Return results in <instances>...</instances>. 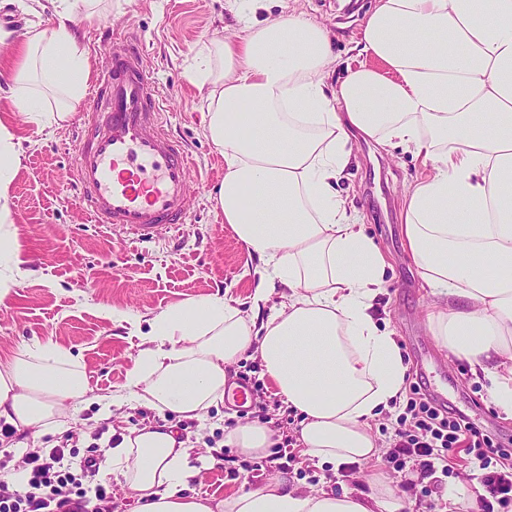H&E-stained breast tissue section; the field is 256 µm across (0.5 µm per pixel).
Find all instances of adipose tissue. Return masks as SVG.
<instances>
[{
    "instance_id": "adipose-tissue-1",
    "label": "adipose tissue",
    "mask_w": 512,
    "mask_h": 512,
    "mask_svg": "<svg viewBox=\"0 0 512 512\" xmlns=\"http://www.w3.org/2000/svg\"><path fill=\"white\" fill-rule=\"evenodd\" d=\"M52 25H30L21 59L0 68V93L45 126L66 119L90 75L73 24L95 0H51ZM265 0H234L233 37L198 45L187 78L206 88L203 134L224 156L215 198L239 243L263 268L249 311L203 296L154 313L120 393L92 395L84 366L54 341L0 359V418L54 435L94 402L202 419L224 402L226 369L259 357L297 441L318 465L379 454L371 422L403 391L407 367L373 301L384 260L336 185L362 137L421 156L432 172L406 194L407 253L436 300L434 335L485 382L512 418V0H377L360 41L372 64L346 67L328 29L290 12L257 20ZM20 140L0 121V300L19 261L9 187ZM269 428L248 423L224 442L260 458ZM174 425L113 436L100 476L119 475L138 512H404L391 479L366 492L298 489L280 476L221 500L190 487L215 456L191 465Z\"/></svg>"
}]
</instances>
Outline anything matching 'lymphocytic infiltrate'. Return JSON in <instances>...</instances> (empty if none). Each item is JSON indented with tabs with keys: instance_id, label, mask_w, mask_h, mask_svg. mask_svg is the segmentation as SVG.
Returning a JSON list of instances; mask_svg holds the SVG:
<instances>
[{
	"instance_id": "obj_1",
	"label": "lymphocytic infiltrate",
	"mask_w": 512,
	"mask_h": 512,
	"mask_svg": "<svg viewBox=\"0 0 512 512\" xmlns=\"http://www.w3.org/2000/svg\"><path fill=\"white\" fill-rule=\"evenodd\" d=\"M393 444L385 456L396 470L422 476L466 451L480 472L485 493L482 512L512 505V451L493 439L466 416L449 411L422 393L420 384L409 388L398 414ZM99 465L95 456L78 457L67 444L27 452L22 482L0 478V512H112V495L103 486L87 490Z\"/></svg>"
}]
</instances>
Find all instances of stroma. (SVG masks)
Wrapping results in <instances>:
<instances>
[{"instance_id":"1","label":"stroma","mask_w":512,"mask_h":512,"mask_svg":"<svg viewBox=\"0 0 512 512\" xmlns=\"http://www.w3.org/2000/svg\"><path fill=\"white\" fill-rule=\"evenodd\" d=\"M373 4L374 0H294L293 6L325 23L339 63L353 65L359 60L358 26ZM53 20L51 10L33 14L23 0H0V28L11 33L0 42V63L16 60L17 36L27 26H48ZM234 26L230 0H99L92 19L77 29L94 68L105 60L104 42L111 30H128L141 39L143 64L169 101L165 128L186 146L195 164L191 223L180 232L161 228L147 243L134 240L121 227L92 223L79 205L71 162L82 135L81 112L40 127L29 123L18 107L0 100V115L21 139V163L10 194L23 271L18 286L0 300V357L36 340H53L81 359L94 393L106 395L122 387L140 349L135 322L201 296H226L248 309L260 260L246 253L215 207L212 196L224 180V158L202 135L205 93L186 77L198 43L226 38ZM428 173L422 158L404 148L364 143L337 189L386 260L387 287L376 302L378 317L400 347L408 367L407 383H420L424 391L512 449V420L501 416L468 364L449 354L429 329L427 312L433 297L407 256L401 218L405 186ZM243 372L262 386L265 411L260 424L278 437L295 436L299 420L290 417L260 359L234 363L229 381ZM239 416L238 408L228 402L210 409L200 421L177 422L168 413L125 407L102 420L93 404L78 412L69 432L70 446L79 455L99 457L113 431L176 423L195 450H216L222 456V465L202 471L192 484L202 496L221 499L263 488L280 474L274 468L252 477L242 468L245 455L225 447L224 428ZM451 465L452 474L438 472L417 481L409 496L417 512H446L442 495L447 485L473 488L478 472L463 455H456ZM378 472L391 474L397 482L402 479L380 457L357 464L355 471L343 476L303 454L287 475L307 490L359 492L368 490L370 477Z\"/></svg>"}]
</instances>
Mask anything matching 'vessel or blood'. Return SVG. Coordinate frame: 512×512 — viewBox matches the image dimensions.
Returning <instances> with one entry per match:
<instances>
[{
    "mask_svg": "<svg viewBox=\"0 0 512 512\" xmlns=\"http://www.w3.org/2000/svg\"><path fill=\"white\" fill-rule=\"evenodd\" d=\"M105 53L72 157L74 184L92 223L148 242L160 227L190 221V156L164 128V97L143 65L141 41L116 33Z\"/></svg>",
    "mask_w": 512,
    "mask_h": 512,
    "instance_id": "b4317fda",
    "label": "vessel or blood"
}]
</instances>
